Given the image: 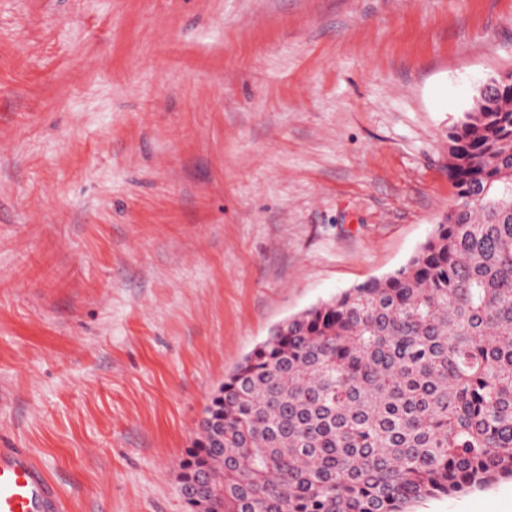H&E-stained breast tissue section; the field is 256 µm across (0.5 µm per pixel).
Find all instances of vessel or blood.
Segmentation results:
<instances>
[{
    "label": "vessel or blood",
    "mask_w": 512,
    "mask_h": 512,
    "mask_svg": "<svg viewBox=\"0 0 512 512\" xmlns=\"http://www.w3.org/2000/svg\"><path fill=\"white\" fill-rule=\"evenodd\" d=\"M56 485L24 448H0V512H63Z\"/></svg>",
    "instance_id": "obj_1"
}]
</instances>
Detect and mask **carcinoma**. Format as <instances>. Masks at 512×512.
Segmentation results:
<instances>
[{
	"label": "carcinoma",
	"mask_w": 512,
	"mask_h": 512,
	"mask_svg": "<svg viewBox=\"0 0 512 512\" xmlns=\"http://www.w3.org/2000/svg\"><path fill=\"white\" fill-rule=\"evenodd\" d=\"M456 200L397 271L289 317L212 395L189 512H409L512 479V75L448 130Z\"/></svg>",
	"instance_id": "1"
}]
</instances>
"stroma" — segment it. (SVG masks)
<instances>
[{
  "mask_svg": "<svg viewBox=\"0 0 512 512\" xmlns=\"http://www.w3.org/2000/svg\"><path fill=\"white\" fill-rule=\"evenodd\" d=\"M512 0H0V448L67 512L177 464L279 322L401 268ZM512 512V479L412 504Z\"/></svg>",
  "mask_w": 512,
  "mask_h": 512,
  "instance_id": "obj_1",
  "label": "stroma"
}]
</instances>
